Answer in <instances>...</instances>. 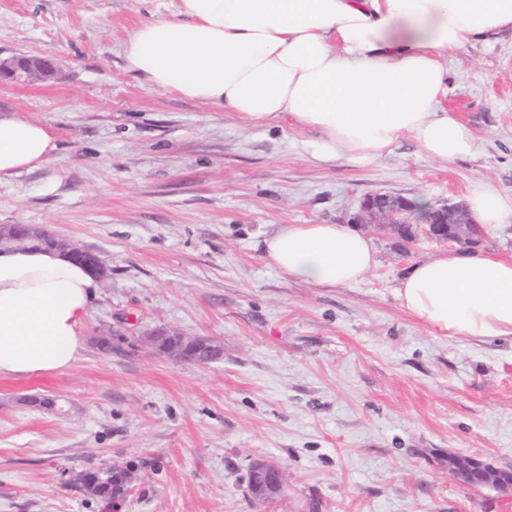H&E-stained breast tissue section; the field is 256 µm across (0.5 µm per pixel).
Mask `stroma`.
I'll list each match as a JSON object with an SVG mask.
<instances>
[{
  "mask_svg": "<svg viewBox=\"0 0 512 512\" xmlns=\"http://www.w3.org/2000/svg\"><path fill=\"white\" fill-rule=\"evenodd\" d=\"M178 0H0V57L50 56L49 80L0 84V116L46 122L49 163L0 179V224L47 226L109 270L69 369L0 379V512H104L75 474L133 467L116 512H512V496L448 474V457L512 471V342L441 338L393 290L445 252L360 230L363 280L317 288L271 266L280 224L347 223L386 191L464 203L471 184L512 194V33L448 58L443 104L474 132L439 162L406 139L372 166L316 160L314 131L257 126L223 106L146 86L125 47ZM158 328L224 349L202 364L153 353ZM123 333L110 356L95 336ZM48 397L64 413L35 406ZM288 476L255 508L254 461Z\"/></svg>",
  "mask_w": 512,
  "mask_h": 512,
  "instance_id": "stroma-1",
  "label": "stroma"
}]
</instances>
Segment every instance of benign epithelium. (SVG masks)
<instances>
[{
  "instance_id": "7a95c632",
  "label": "benign epithelium",
  "mask_w": 512,
  "mask_h": 512,
  "mask_svg": "<svg viewBox=\"0 0 512 512\" xmlns=\"http://www.w3.org/2000/svg\"><path fill=\"white\" fill-rule=\"evenodd\" d=\"M52 70L51 60L48 58L28 59L18 58L0 63V76L14 79L28 78L37 74H47ZM436 219L430 220L420 215L416 205L406 197L396 196L388 192H376L365 197L360 203L359 212L352 218V222L359 224L364 220H372L377 212L389 213V225L395 227L400 224L408 225L415 220L416 228L407 244L413 245L420 238H428L436 242L456 243L463 247L474 244L470 233L473 222L470 219L454 222L455 232L451 235L434 234L430 231V224L446 222V215L452 212L456 215L464 213L462 205L453 207L447 204L435 206ZM38 245L46 250L57 251L60 254L76 261L90 265L97 275H105L107 267L100 258L93 256L92 251L57 234L46 226L31 224H0V248H21ZM252 470L257 474L258 482L254 487V495L259 498L272 499L282 489L279 470L264 460L253 462ZM448 472L455 476L462 473H472L477 476L474 486L478 488L493 487L501 492H512V471L497 469L479 459L469 456H448Z\"/></svg>"
}]
</instances>
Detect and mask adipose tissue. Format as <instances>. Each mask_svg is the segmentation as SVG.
<instances>
[{
    "instance_id": "obj_1",
    "label": "adipose tissue",
    "mask_w": 512,
    "mask_h": 512,
    "mask_svg": "<svg viewBox=\"0 0 512 512\" xmlns=\"http://www.w3.org/2000/svg\"><path fill=\"white\" fill-rule=\"evenodd\" d=\"M512 32V0H179L170 17L130 35L131 70L150 87L223 105L255 125L317 132L313 156L373 164L402 138L429 158L474 156L471 129L441 104L449 52ZM48 126L0 117V179L51 159ZM471 216L512 218V195L472 183ZM268 262L315 287L360 281L377 263L363 233L344 224H281ZM99 283L59 253L0 250V378L70 368ZM400 306L433 335L512 340V259L465 250L415 263Z\"/></svg>"
}]
</instances>
